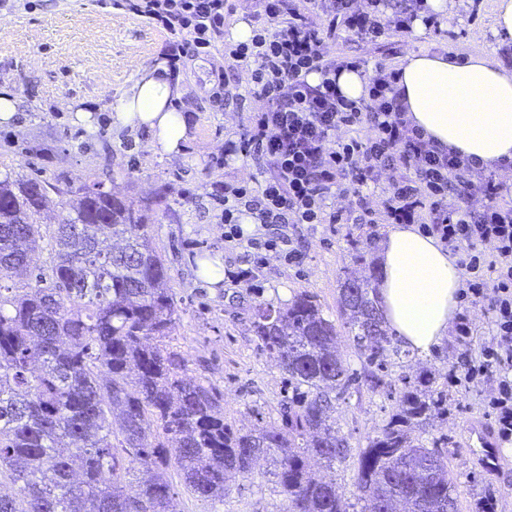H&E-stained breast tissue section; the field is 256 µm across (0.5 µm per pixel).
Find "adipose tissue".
Segmentation results:
<instances>
[{
    "mask_svg": "<svg viewBox=\"0 0 512 512\" xmlns=\"http://www.w3.org/2000/svg\"><path fill=\"white\" fill-rule=\"evenodd\" d=\"M396 90L412 125L439 147L477 158L484 168L512 160V69L481 46L463 57L427 51L400 66ZM179 89L164 65L145 68L120 99V126L146 129L147 148L161 157L182 154L190 139ZM380 311L398 343L426 357L451 328L464 272L430 235L411 224L391 227L381 245Z\"/></svg>",
    "mask_w": 512,
    "mask_h": 512,
    "instance_id": "obj_1",
    "label": "adipose tissue"
}]
</instances>
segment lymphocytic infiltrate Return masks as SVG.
Returning <instances> with one entry per match:
<instances>
[{"instance_id":"obj_1","label":"lymphocytic infiltrate","mask_w":512,"mask_h":512,"mask_svg":"<svg viewBox=\"0 0 512 512\" xmlns=\"http://www.w3.org/2000/svg\"><path fill=\"white\" fill-rule=\"evenodd\" d=\"M102 9L129 11L163 29L173 45L171 72L185 58L220 51L229 67L244 68L257 106L238 141L243 157L266 167L257 186L228 182L216 199L224 208V239L255 251H278L289 262L302 258L290 227L324 224H416L435 236L468 275L472 306L488 303L489 335L479 354L463 353L470 386L488 372L499 376L488 406L501 441H512V187L495 175L481 185L470 179L473 160L439 148L413 126L394 85L397 70L368 67L363 59L332 55L328 39L344 32L362 43L409 30L424 14V0H255L256 25L245 42L224 40L228 0H97ZM365 76L368 99L353 101L338 90L337 75ZM320 74L311 84L310 74ZM385 180L379 208L361 195L364 185ZM484 196L481 207L470 201ZM356 194L358 216L330 210L335 193ZM259 220L263 236L245 234L243 216Z\"/></svg>"}]
</instances>
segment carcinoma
<instances>
[{
  "instance_id": "cac0c4a2",
  "label": "carcinoma",
  "mask_w": 512,
  "mask_h": 512,
  "mask_svg": "<svg viewBox=\"0 0 512 512\" xmlns=\"http://www.w3.org/2000/svg\"><path fill=\"white\" fill-rule=\"evenodd\" d=\"M67 214L42 221L48 195ZM148 207L122 200L90 172L76 182L7 173L0 178V474L17 485L0 512H177L171 471L204 499L224 497L231 473L271 458L285 512H349L307 457L331 467L349 451L329 393L347 388L336 324L316 296L255 307L262 350L307 391L279 428L241 434L224 425L221 394L184 375L166 347L177 301L162 256L140 230ZM48 239L47 271L33 273L25 245ZM340 305L348 335L385 365L390 340L365 278H346ZM447 398L408 387L392 419L360 456L363 512H456L445 436L426 446L412 427L443 416ZM146 472L125 492L112 439Z\"/></svg>"
}]
</instances>
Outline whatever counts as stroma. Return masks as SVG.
<instances>
[{
  "instance_id": "1",
  "label": "stroma",
  "mask_w": 512,
  "mask_h": 512,
  "mask_svg": "<svg viewBox=\"0 0 512 512\" xmlns=\"http://www.w3.org/2000/svg\"><path fill=\"white\" fill-rule=\"evenodd\" d=\"M495 3L453 0L440 26L422 34L409 31L375 45L340 37L329 51L395 67L413 52L463 55L476 42L493 54L498 48ZM169 45L166 32L146 19L100 9L93 0H12L1 8L0 93H11L21 104L17 126L0 125V177L30 164L45 176L71 179L95 168L113 194L150 204L148 236L165 260L178 305L179 320L168 344L181 354L186 378L221 393L224 421L234 431L280 426L282 408L295 396L280 364L260 348L252 332L255 305L262 301L283 307L301 292L315 295L325 317L343 334L339 348L354 379L345 391L331 395V414L337 432L349 442L348 456L330 467L312 457L308 466L315 477L335 484L350 512H362L355 489L360 453L395 414L405 384L422 380L429 390L447 395L448 416L415 428L413 434L426 445L447 436L457 512H483L490 498L497 512H512V442L499 441L485 407L497 379L488 374L466 389L452 376L464 347L476 350L488 341L490 310H470L468 337L450 330L429 358L412 355L392 361L380 373V386L370 388L364 380V358L344 335L340 286L346 276H366L378 266L386 225L372 230L354 224L346 234L330 233L322 225H299L294 235L302 261L291 265L271 252L262 269H255L246 248L225 242L223 208L214 196L225 182L258 183L265 172L239 155L231 156L225 168L210 165L212 155L223 152L225 140L238 139L249 124L254 101L246 96V73L226 70L218 54L188 61L179 76V106L189 115L191 140L179 156L153 155L145 130H119L113 124L118 100L139 71L160 61ZM79 109L90 113V125L76 122ZM106 145L112 158L102 170L99 155ZM160 191L167 194L168 208L152 203ZM203 254L213 258L222 281L210 282L197 270ZM473 424L495 442L497 470L485 469L471 445ZM274 469L273 461L263 460L251 473L233 475L220 501L199 498L174 479L178 510L284 512Z\"/></svg>"
}]
</instances>
